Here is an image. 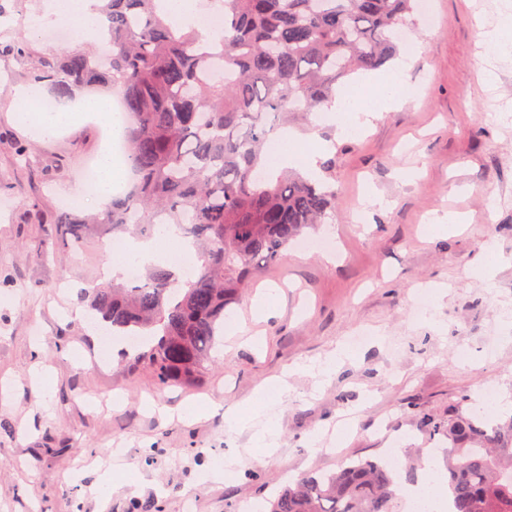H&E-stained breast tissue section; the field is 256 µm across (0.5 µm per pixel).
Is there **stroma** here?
Here are the masks:
<instances>
[{
    "label": "stroma",
    "instance_id": "obj_1",
    "mask_svg": "<svg viewBox=\"0 0 512 512\" xmlns=\"http://www.w3.org/2000/svg\"><path fill=\"white\" fill-rule=\"evenodd\" d=\"M43 4L10 10L0 42L57 52L31 27ZM432 4L436 25L412 28L418 52L399 61L413 96L357 134L332 122L301 130L336 160V216L315 231L335 238V262L292 246L260 266L228 308L238 332L190 389L126 372L120 345L76 319L77 294L98 280L112 244L94 237L66 252L54 223L82 193L107 130L88 122L38 138L13 107L27 64L0 57V512H242L300 475L388 458L398 441L399 470L444 461L448 442L424 419L477 407L499 417L477 394L490 385L512 401V56L483 54L505 0ZM372 190L383 204H366ZM454 210L472 216L464 232L428 231V215ZM490 242L502 260L486 274L477 259ZM421 288L426 311L414 306ZM265 290L276 308L259 321L251 305ZM364 332L372 341L330 378L293 376L287 396L271 398L256 424L274 425L273 451L228 427L225 413L259 385L296 362H326ZM218 457L237 459L232 478L212 477ZM130 477L135 490L113 489Z\"/></svg>",
    "mask_w": 512,
    "mask_h": 512
}]
</instances>
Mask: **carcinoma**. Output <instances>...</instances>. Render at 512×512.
Here are the masks:
<instances>
[{
    "mask_svg": "<svg viewBox=\"0 0 512 512\" xmlns=\"http://www.w3.org/2000/svg\"><path fill=\"white\" fill-rule=\"evenodd\" d=\"M216 2L224 38L215 53L201 50L195 29L172 25L160 0H97L109 21L99 53L45 57L23 42L0 43V54L31 60L29 78L55 97L115 90L129 117L123 144L134 184L100 213H61L56 244L153 236L173 224L196 249L192 273L151 265L137 283L78 293L109 333L138 339L127 370L148 369L162 386L201 380L256 265L278 262L336 209L332 165L319 181L271 170V136L331 107L354 75L393 60L396 30L417 16V0ZM219 62L225 77L207 78ZM479 422L458 412L446 426L427 423L448 438V512H512V416L486 429ZM398 488L387 461L360 458L273 491L262 512H398Z\"/></svg>",
    "mask_w": 512,
    "mask_h": 512,
    "instance_id": "carcinoma-1",
    "label": "carcinoma"
}]
</instances>
